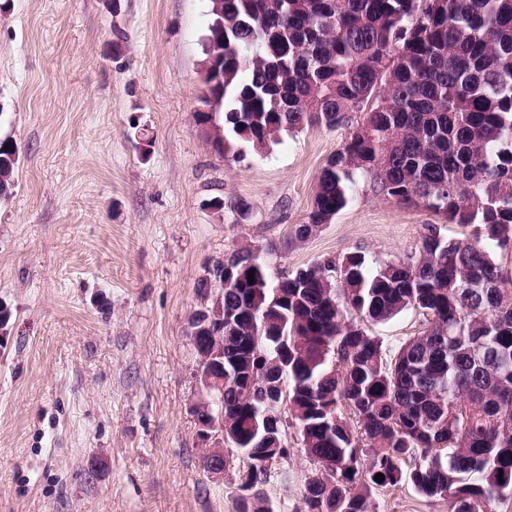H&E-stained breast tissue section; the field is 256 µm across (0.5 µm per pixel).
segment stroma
Wrapping results in <instances>:
<instances>
[{
	"instance_id": "stroma-1",
	"label": "stroma",
	"mask_w": 512,
	"mask_h": 512,
	"mask_svg": "<svg viewBox=\"0 0 512 512\" xmlns=\"http://www.w3.org/2000/svg\"><path fill=\"white\" fill-rule=\"evenodd\" d=\"M208 0H11L0 11V138L20 149L0 200V512H238L234 454L204 471L187 336L213 260L246 243L279 278L328 258L417 251L438 222L360 183L306 241L319 176L347 130L284 136L242 162L218 157L194 121L204 91ZM126 41L114 50V28ZM153 137L143 154L139 129ZM242 198L247 221L214 200ZM410 309L369 325L386 352L422 332ZM257 490L272 512H306L318 469L296 421ZM373 512H448L400 484Z\"/></svg>"
}]
</instances>
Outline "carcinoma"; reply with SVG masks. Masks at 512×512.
I'll list each match as a JSON object with an SVG mask.
<instances>
[{
	"instance_id": "cac0c4a2",
	"label": "carcinoma",
	"mask_w": 512,
	"mask_h": 512,
	"mask_svg": "<svg viewBox=\"0 0 512 512\" xmlns=\"http://www.w3.org/2000/svg\"><path fill=\"white\" fill-rule=\"evenodd\" d=\"M218 9L224 28L207 27L202 45V103L224 108L222 133H206L217 155L349 130L288 243L330 223L360 177L401 207L473 228L459 238L426 224L406 259L372 267L356 253L277 280L252 246L228 252L224 417L253 450L246 483L268 473L255 457L260 379L286 367L303 448L332 460L304 485L308 512H372V489L400 483L450 512H486L512 495V436L495 427L512 419V0H209L211 24ZM18 165L17 144L0 138V198ZM408 309L427 327L388 357L363 323ZM259 335L293 342L257 355ZM340 400L360 432L323 422Z\"/></svg>"
}]
</instances>
